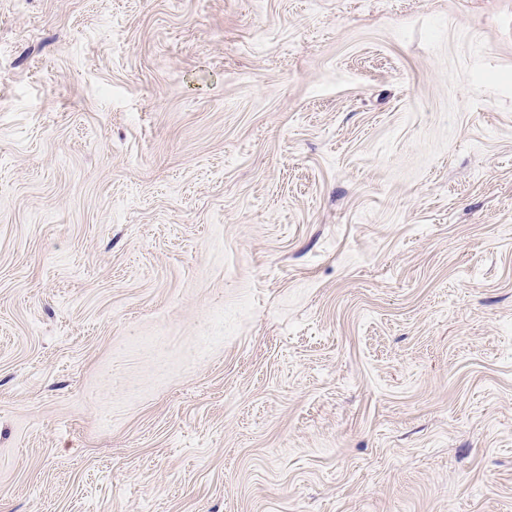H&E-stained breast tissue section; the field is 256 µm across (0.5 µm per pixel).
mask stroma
I'll return each instance as SVG.
<instances>
[{
  "label": "stroma",
  "mask_w": 512,
  "mask_h": 512,
  "mask_svg": "<svg viewBox=\"0 0 512 512\" xmlns=\"http://www.w3.org/2000/svg\"><path fill=\"white\" fill-rule=\"evenodd\" d=\"M0 512H512V0H0Z\"/></svg>",
  "instance_id": "35a3bbf8"
}]
</instances>
